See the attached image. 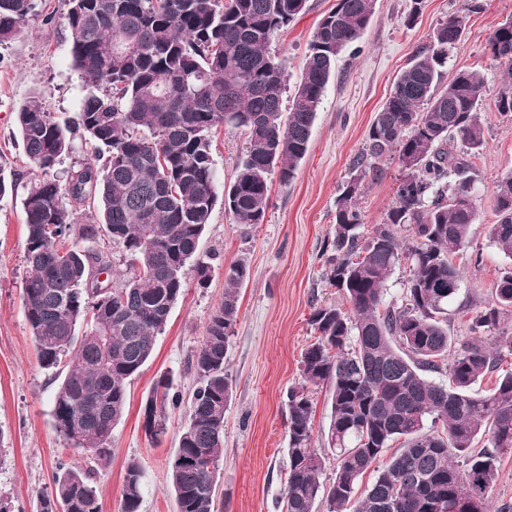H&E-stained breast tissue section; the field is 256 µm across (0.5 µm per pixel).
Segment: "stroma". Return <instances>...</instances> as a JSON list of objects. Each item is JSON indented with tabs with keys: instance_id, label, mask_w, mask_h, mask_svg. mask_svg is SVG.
Wrapping results in <instances>:
<instances>
[{
	"instance_id": "35a3bbf8",
	"label": "stroma",
	"mask_w": 512,
	"mask_h": 512,
	"mask_svg": "<svg viewBox=\"0 0 512 512\" xmlns=\"http://www.w3.org/2000/svg\"><path fill=\"white\" fill-rule=\"evenodd\" d=\"M335 3L308 0L307 9L273 39L271 51L288 69L283 107L291 105L317 25ZM461 3L421 0L419 16L409 26L405 19L412 0H377L364 35L336 62L309 150L295 178L285 186L278 177H271L263 223L254 228L234 223L223 203H216L200 242L201 255L211 258L209 282L199 286L195 270H188L184 293L157 338L151 360L127 387V411L112 430L111 458L98 468L103 512H119L125 470L132 461L140 464L144 474L140 512H176L167 464L188 420V409L169 408L167 431L154 441L145 433L142 405L166 372L173 374L182 396L190 397L196 377L189 360L224 297L225 271L239 261L246 263L249 278L239 292L238 321L228 351L233 396L224 418L218 512H281L288 478L284 403L289 389L301 380L302 353L315 339L310 314L321 304H346L343 294L323 278L336 199L363 148L368 126L397 77ZM481 3L480 12L469 14L444 69L448 79L460 69L481 71L484 88L478 112L488 141L474 160L478 218L472 226L471 252L456 259L463 270L462 287L448 305V333L457 345L471 339V318L492 301L502 273L512 271V257L500 253L488 236L496 220L492 204L496 184L512 171V117L496 109L505 69L491 58L487 47L489 34L512 19V0ZM67 11V0H33L21 32L0 44V164L18 175L15 189L0 197V495L11 499L14 512H35L37 493L51 485L57 460L77 458L52 425L56 385L38 363L24 315L23 287L29 269L22 199L34 170L15 123L18 110L33 97L56 120L72 127L78 122L87 89L72 66ZM245 146L242 130L220 127L213 131L218 185L234 181ZM401 174L394 161L381 179L362 186L357 200L365 224L380 223L395 200ZM474 252L481 253V264L471 262ZM313 397V444L322 453V478L328 482L336 470V455L327 441L329 391L320 388Z\"/></svg>"
}]
</instances>
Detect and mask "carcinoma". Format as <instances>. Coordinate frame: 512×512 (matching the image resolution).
Masks as SVG:
<instances>
[{
  "instance_id": "cac0c4a2",
  "label": "carcinoma",
  "mask_w": 512,
  "mask_h": 512,
  "mask_svg": "<svg viewBox=\"0 0 512 512\" xmlns=\"http://www.w3.org/2000/svg\"><path fill=\"white\" fill-rule=\"evenodd\" d=\"M68 2L73 66L89 89L78 125L94 161L60 184L54 170L72 151L71 129L36 98L16 113L37 172L24 199V312L39 364L57 383L54 429L85 458L103 461L126 412L127 386L152 358L183 294L186 267L195 262L199 284L208 278L199 246L217 200L212 131L227 126L247 134L224 206L237 224L263 223L269 176L278 172L285 186L295 177L336 61L372 14L367 0H336L313 34L285 115L288 74L270 45L307 0ZM480 8L465 0L464 10L412 56L375 113L336 200L324 278L342 291L351 312L320 305L311 313L316 337L302 354V383L285 402L284 512H456L470 494L488 512L499 456L512 449V372L484 396L470 389L512 355V332H499L491 347L476 336L454 351L444 318L463 278L454 256L469 247L477 221L472 157L487 140L477 112L481 72L462 69L445 84L443 69L467 14ZM31 10L32 0H0V44L19 34ZM487 43L507 72L497 110L512 115V19ZM393 158L403 171L395 201L367 231L357 196ZM91 205L100 226L78 223L80 208ZM493 207L489 237L512 255V171L498 180ZM103 235L122 244L128 258L125 277L107 290L95 280L112 270ZM403 257L411 264L403 296L385 307L386 282ZM246 278L243 262L225 271L224 298L189 362L197 387L168 462L177 512H216L232 396L226 361ZM510 309L512 271L498 281L494 301L472 317L471 330L498 329ZM430 373L447 374L452 386ZM322 386L331 394L328 444L336 452L329 483L312 447L311 393ZM180 403L173 378L161 375L142 406L146 434H164L167 409ZM369 469L374 481L360 493ZM142 485L140 465L129 463L121 512H139ZM36 512H102L95 469L58 463L51 488L37 495Z\"/></svg>"
}]
</instances>
